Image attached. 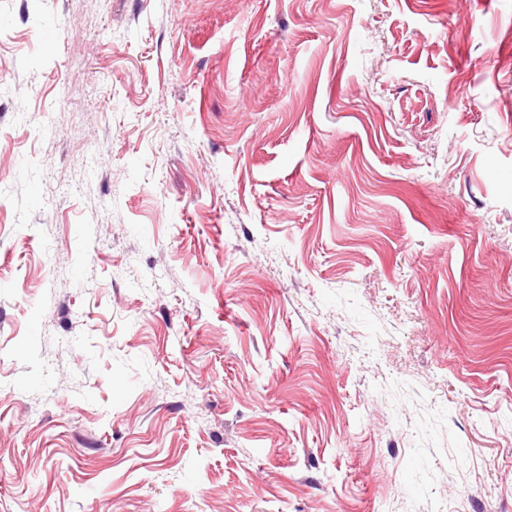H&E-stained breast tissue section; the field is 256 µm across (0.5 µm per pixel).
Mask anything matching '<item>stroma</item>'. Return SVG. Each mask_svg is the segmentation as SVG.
<instances>
[{"label": "stroma", "mask_w": 512, "mask_h": 512, "mask_svg": "<svg viewBox=\"0 0 512 512\" xmlns=\"http://www.w3.org/2000/svg\"><path fill=\"white\" fill-rule=\"evenodd\" d=\"M0 512H512V0H0Z\"/></svg>", "instance_id": "1"}]
</instances>
